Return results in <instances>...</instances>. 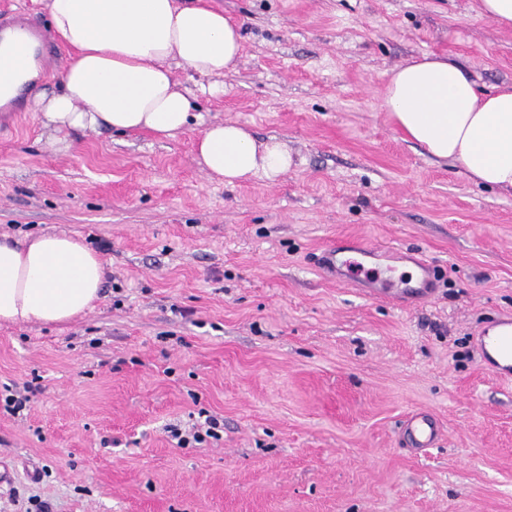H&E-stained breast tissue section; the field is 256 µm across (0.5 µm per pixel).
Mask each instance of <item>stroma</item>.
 Returning a JSON list of instances; mask_svg holds the SVG:
<instances>
[{
    "mask_svg": "<svg viewBox=\"0 0 512 512\" xmlns=\"http://www.w3.org/2000/svg\"><path fill=\"white\" fill-rule=\"evenodd\" d=\"M242 24L224 94L175 77L200 120L175 137L85 132L45 146L0 114V234L80 236L106 276L62 326L0 325V512H512V381L479 330L512 316V194L403 139L385 75L444 55L512 84V29L476 0H212ZM287 143L292 169L228 187L194 159L205 125ZM397 245L440 272L428 301L372 300L318 264L334 239ZM443 436L413 455L414 411ZM218 438L179 445L200 415ZM17 498H10V489ZM32 383V381L23 383L22 389L24 394H22L20 389L17 390L18 387L16 385L15 389L8 386L5 387V392H8L9 394H5L4 397L1 394L0 407L3 406L4 410L12 415H16L20 413V411H23L26 408V404L30 401L29 394H35L39 389L38 385H33Z\"/></svg>",
    "mask_w": 512,
    "mask_h": 512,
    "instance_id": "obj_1",
    "label": "stroma"
}]
</instances>
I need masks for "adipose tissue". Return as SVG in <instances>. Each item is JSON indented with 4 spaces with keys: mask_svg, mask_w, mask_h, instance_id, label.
<instances>
[{
    "mask_svg": "<svg viewBox=\"0 0 512 512\" xmlns=\"http://www.w3.org/2000/svg\"><path fill=\"white\" fill-rule=\"evenodd\" d=\"M44 7L72 55L58 91L33 104L56 154L73 149L77 131L183 132L192 102L175 69L208 79L210 95L223 94L218 78L242 46L240 23L208 0H44ZM377 97L405 140L460 165L476 184L512 193V85L483 90L461 64L425 54L388 72ZM195 147L201 169L227 186L274 180L293 166L284 143L257 142L231 121L207 125ZM104 278L101 259L80 238L0 236V324H66L93 309Z\"/></svg>",
    "mask_w": 512,
    "mask_h": 512,
    "instance_id": "ef3b65f1",
    "label": "adipose tissue"
}]
</instances>
